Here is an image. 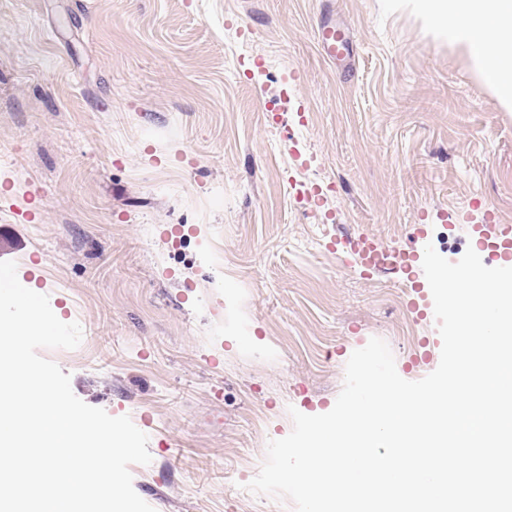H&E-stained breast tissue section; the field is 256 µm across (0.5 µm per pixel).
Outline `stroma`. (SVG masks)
I'll list each match as a JSON object with an SVG mask.
<instances>
[{"label":"stroma","instance_id":"obj_1","mask_svg":"<svg viewBox=\"0 0 512 512\" xmlns=\"http://www.w3.org/2000/svg\"><path fill=\"white\" fill-rule=\"evenodd\" d=\"M488 220L512 226V110L411 0H0V261L81 325L39 354L147 434L155 512H294L248 489L290 409L331 410L374 337L405 380L440 362L421 262L331 243L444 224L445 259L487 264ZM319 41L323 50L331 57L341 56L348 48L345 34L336 26H326L320 30ZM346 243L350 245V251L355 258L356 263L364 268H372L382 263L383 257L388 256L373 241L368 239L351 240L346 238Z\"/></svg>","mask_w":512,"mask_h":512}]
</instances>
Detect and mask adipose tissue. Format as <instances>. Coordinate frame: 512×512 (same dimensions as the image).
<instances>
[{"label": "adipose tissue", "instance_id": "1", "mask_svg": "<svg viewBox=\"0 0 512 512\" xmlns=\"http://www.w3.org/2000/svg\"><path fill=\"white\" fill-rule=\"evenodd\" d=\"M423 20L463 44L485 83L512 109V0H416Z\"/></svg>", "mask_w": 512, "mask_h": 512}]
</instances>
